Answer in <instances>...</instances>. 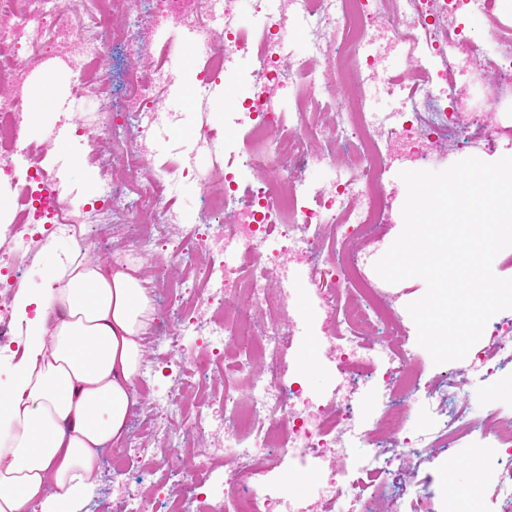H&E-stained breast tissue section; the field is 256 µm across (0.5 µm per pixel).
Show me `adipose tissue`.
I'll return each mask as SVG.
<instances>
[{"label": "adipose tissue", "instance_id": "ef3b65f1", "mask_svg": "<svg viewBox=\"0 0 512 512\" xmlns=\"http://www.w3.org/2000/svg\"><path fill=\"white\" fill-rule=\"evenodd\" d=\"M40 278L0 380V512H81L102 450L126 437L155 308L132 269L86 251L47 258Z\"/></svg>", "mask_w": 512, "mask_h": 512}]
</instances>
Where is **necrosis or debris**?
Wrapping results in <instances>:
<instances>
[{"label":"necrosis or debris","instance_id":"obj_1","mask_svg":"<svg viewBox=\"0 0 512 512\" xmlns=\"http://www.w3.org/2000/svg\"><path fill=\"white\" fill-rule=\"evenodd\" d=\"M17 2L0 0V81L13 87L0 98V170L16 172L18 157L26 158L22 203L34 221L20 217L0 227V275L12 277L0 289V348L17 345L1 305L49 235L67 237L83 251L114 243L125 255L166 250L169 266L145 283L151 294L158 284L166 286L164 320L146 337L159 358L143 365L136 387L145 389L165 372L168 358H177L179 369L169 389L151 401L148 439L129 435L112 458L126 465L150 461L164 483L177 485L172 512H200L203 503L207 512H333L345 496L349 512H433L432 480L421 465L461 443L510 455L490 473L488 487L501 512H512V414L496 409L472 420L452 377L422 382L397 298L364 259L392 199L384 174L395 155L417 161L429 147L512 136L511 126L467 111V93L455 80L461 58L496 72L497 95L512 96V26L489 17L498 51L488 57L457 21L472 0H277L252 39L238 25L236 0H28L24 9ZM298 17L306 21L309 47L301 59L283 52ZM159 19L192 31L201 88L221 81L233 55H248L253 79L238 109L246 119L243 165L252 183L242 184L230 169L199 173L191 154L157 166L146 183L134 179L155 157L159 132L178 121L164 105L163 66L152 60L146 73L126 70L118 98L109 81L86 71L107 66L116 45L150 56L148 35ZM399 45L417 64L388 78V87L404 91L405 99L383 122L371 110L368 89ZM52 60L78 73V94L99 104L74 122L78 128L90 123L101 134L87 142L101 170L90 203L76 205L46 191L52 174L43 161L55 143L52 131L36 147L24 140L28 76ZM287 88L296 101L289 114L277 102ZM104 139L112 145L107 154L100 150ZM316 166L344 176L308 193L301 176ZM190 175L207 203L195 224L167 194L173 179ZM297 267L306 272L303 284L322 320L308 346L338 372L324 402L307 395L304 366L288 363L294 322L286 317L289 294L282 282ZM379 333L386 341L377 345L372 338ZM190 336L193 352L185 344ZM510 364L512 319H504L468 368L493 374ZM374 367L379 374L369 397L375 409L364 422L356 394ZM209 373L222 388L194 423L206 432L210 459L226 466L208 470L203 481L185 482L169 465L183 446L176 423L185 415V396ZM418 403L441 416V425L406 429ZM354 439L369 449L363 460L348 452ZM405 448L412 451L410 482L392 493L386 478ZM309 458L315 468L305 477L313 492L289 497L290 463Z\"/></svg>","mask_w":512,"mask_h":512}]
</instances>
